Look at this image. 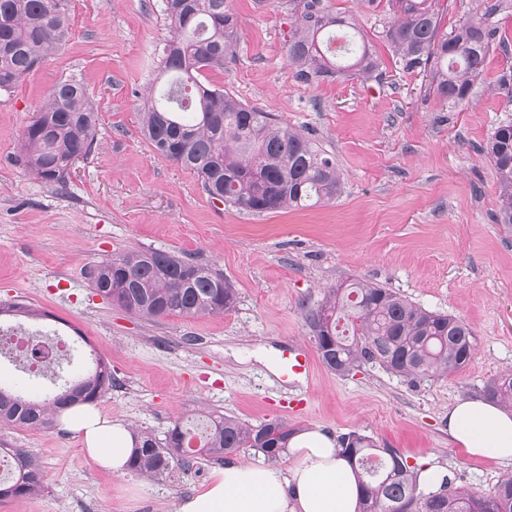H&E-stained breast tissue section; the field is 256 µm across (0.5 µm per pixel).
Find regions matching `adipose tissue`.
<instances>
[{"mask_svg":"<svg viewBox=\"0 0 512 512\" xmlns=\"http://www.w3.org/2000/svg\"><path fill=\"white\" fill-rule=\"evenodd\" d=\"M64 429L80 435L88 458L125 477L133 441L122 422L92 404L61 411ZM451 440L477 458L512 464V411L468 398L449 406ZM356 478L334 439L321 429L296 434L287 465L229 463L216 469L198 492L179 500L175 512H355Z\"/></svg>","mask_w":512,"mask_h":512,"instance_id":"adipose-tissue-1","label":"adipose tissue"}]
</instances>
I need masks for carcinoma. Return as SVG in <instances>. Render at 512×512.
I'll use <instances>...</instances> for the list:
<instances>
[{"label":"carcinoma","mask_w":512,"mask_h":512,"mask_svg":"<svg viewBox=\"0 0 512 512\" xmlns=\"http://www.w3.org/2000/svg\"><path fill=\"white\" fill-rule=\"evenodd\" d=\"M225 0H164L170 38L163 48V72L171 80L161 98L144 103L140 123L155 153L190 170L208 196L249 212L306 207L340 194L336 163L304 134L279 125L267 112L250 107L222 87L202 80V71H224L236 55L238 23ZM393 17L384 22L381 39L404 68L419 69L431 79L435 96L459 104L468 99L482 74L496 29L483 14L461 18L451 32L440 31L438 0H390ZM294 30L288 59L304 82L332 81L346 75L376 79L383 65L370 42H347L352 63H336V32L355 26L353 18L333 12L325 0H289ZM63 0H0V91L25 79L67 36ZM97 141L96 113L84 84L57 83L35 120L24 130L21 158L45 183L64 186L76 160L88 156ZM493 163L499 191L497 221L512 225V122L499 124L483 148ZM96 294L147 320L172 314L205 315L231 311L234 288L224 274L156 250L112 254L90 272ZM44 318L48 313L27 305L0 307V316ZM314 338L329 341L319 355L330 371L345 375L364 363L411 380L446 377L471 358L472 332L455 317L429 311L399 293L368 281L327 290L305 312ZM70 383L34 399L0 386V425L46 428L61 410L93 404L112 388V371L95 367L69 374ZM485 398L512 408V371L488 380ZM277 434L274 439L267 433ZM296 433L285 419L258 425L233 416L200 415L177 424L164 439L140 431L128 468L157 479L175 466L201 457L222 460L241 448H253L277 461ZM199 449L181 450L193 436ZM343 457L358 478V512H512V475L501 478L489 494H472L443 478L430 491L419 487L417 467L394 448H378L357 432L341 437ZM14 471L0 479V499L21 500L42 492L40 460L24 448L10 449Z\"/></svg>","instance_id":"cac0c4a2"}]
</instances>
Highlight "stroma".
<instances>
[{
  "label": "stroma",
  "instance_id": "35a3bbf8",
  "mask_svg": "<svg viewBox=\"0 0 512 512\" xmlns=\"http://www.w3.org/2000/svg\"><path fill=\"white\" fill-rule=\"evenodd\" d=\"M330 2L355 14L371 40L391 8L389 0ZM64 5L63 48L0 92V303L47 311L37 326L82 333L80 357L112 369L101 412L157 438L202 410L255 425L283 418L337 439L358 432L409 464L444 465L455 486L493 490L512 467L469 457L450 441L444 417L456 399L481 396L486 381L512 369V227L495 221L496 174L482 151L496 124L512 119V103L496 91L512 71V49L492 48L472 96L455 105L384 47L382 79L309 84L287 61L288 0H226L239 40L214 82L311 137L343 174L334 200L252 214L212 200L141 132L144 98L166 81L158 72L170 37L162 0ZM72 77L97 110L98 136L59 187L26 170L20 145L53 87ZM131 249L222 272L237 292L234 309L148 321L113 306L88 272ZM358 279L465 321L471 360L417 382L372 364L340 376L320 363L310 379L282 380V353L315 345L303 304ZM0 442L36 455L45 480L37 495L0 500V512H174L220 466L198 459L159 479L118 478L57 425H2Z\"/></svg>",
  "mask_w": 512,
  "mask_h": 512
}]
</instances>
